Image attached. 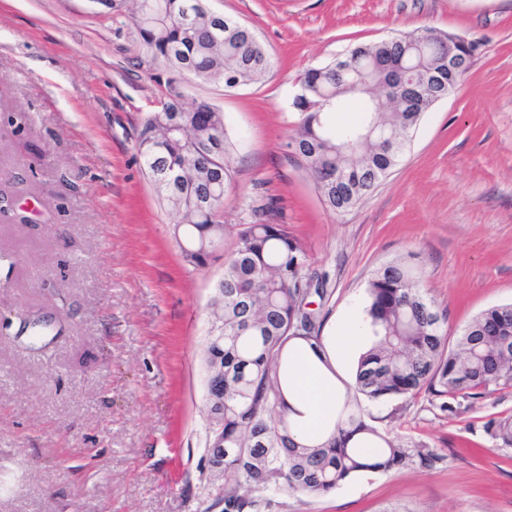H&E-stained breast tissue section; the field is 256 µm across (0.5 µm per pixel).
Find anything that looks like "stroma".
Instances as JSON below:
<instances>
[{
    "mask_svg": "<svg viewBox=\"0 0 512 512\" xmlns=\"http://www.w3.org/2000/svg\"><path fill=\"white\" fill-rule=\"evenodd\" d=\"M274 60L234 90L182 84L223 111L233 144L224 242L196 268L172 236L136 152L166 89L125 0H0V512H223L207 457L205 347L224 258L244 224L277 219L326 279L321 338L362 314L372 275L417 271L449 340L512 303V0H207ZM431 27L478 50L455 93L423 117L401 163L336 215L288 157L299 75L359 43ZM389 437L433 448L430 467L360 473L327 496L267 493L257 512H512V461L483 418L512 387L462 400L428 392L372 403Z\"/></svg>",
    "mask_w": 512,
    "mask_h": 512,
    "instance_id": "35a3bbf8",
    "label": "stroma"
}]
</instances>
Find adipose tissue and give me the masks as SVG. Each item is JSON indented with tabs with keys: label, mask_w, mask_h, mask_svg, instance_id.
<instances>
[{
	"label": "adipose tissue",
	"mask_w": 512,
	"mask_h": 512,
	"mask_svg": "<svg viewBox=\"0 0 512 512\" xmlns=\"http://www.w3.org/2000/svg\"><path fill=\"white\" fill-rule=\"evenodd\" d=\"M366 341L361 318L353 316L345 320L336 341L320 348L301 340L289 343L284 393L291 433L300 445H318L332 431L344 399L334 373L336 356L358 350Z\"/></svg>",
	"instance_id": "obj_1"
}]
</instances>
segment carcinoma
I'll return each instance as SVG.
<instances>
[{
  "label": "carcinoma",
  "instance_id": "1",
  "mask_svg": "<svg viewBox=\"0 0 512 512\" xmlns=\"http://www.w3.org/2000/svg\"><path fill=\"white\" fill-rule=\"evenodd\" d=\"M132 22L142 46L170 74L202 82L233 77L247 85L273 68L265 45L248 26L209 13L206 0H142ZM421 57L409 60L420 79L410 98L413 112L387 106L374 111L360 88L373 80L376 45L355 46L336 62L310 68L297 83L292 107L298 122L288 147L299 146L297 163L314 178L326 208L343 214L370 195L396 167L422 118L441 92L455 90L469 68L433 84L427 74L445 51L441 33L417 29ZM357 104V119L333 123L331 113L310 103ZM231 143L224 113L208 102L191 106L168 85L166 103L144 120L137 155L161 202L175 214V239L185 261L200 266L220 245V214L233 185ZM307 250L284 224H245L224 262L209 310L205 361L224 391L207 397L208 442L224 437V512H245L272 490L323 496L352 475L428 467L434 450L390 439L344 401L336 429L309 448L294 441L283 389L292 339L321 346L316 312L307 299L324 295V280L308 274ZM364 310L371 342L358 360L354 391L370 401L406 398L422 390L435 398L476 399L495 387L512 386V303L490 307L465 325L448 348L446 315L420 278L402 262L379 269L367 287ZM485 433L499 448H512V415L491 418Z\"/></svg>",
  "mask_w": 512,
  "mask_h": 512
}]
</instances>
